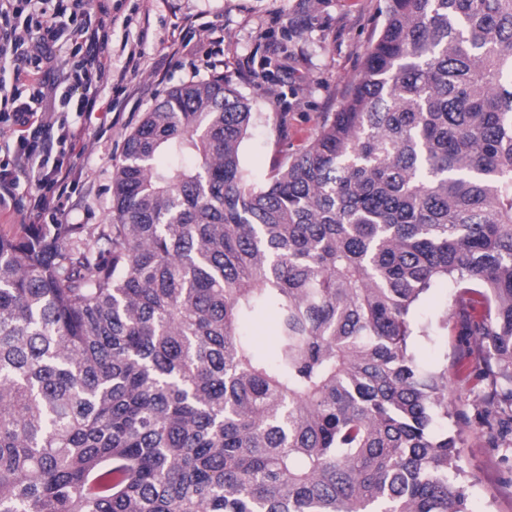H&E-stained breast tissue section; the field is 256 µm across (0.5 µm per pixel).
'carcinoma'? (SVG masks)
<instances>
[{"label":"carcinoma","mask_w":512,"mask_h":512,"mask_svg":"<svg viewBox=\"0 0 512 512\" xmlns=\"http://www.w3.org/2000/svg\"><path fill=\"white\" fill-rule=\"evenodd\" d=\"M252 121L222 77L177 86L125 140L112 223L0 232V512H473L414 312L472 296L512 407V0H388L260 184ZM249 335L254 348L259 353H269L274 343V320L269 315L258 316L249 326Z\"/></svg>","instance_id":"cac0c4a2"}]
</instances>
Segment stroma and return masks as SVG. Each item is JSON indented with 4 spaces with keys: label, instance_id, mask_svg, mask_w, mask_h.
<instances>
[{
    "label": "stroma",
    "instance_id": "stroma-1",
    "mask_svg": "<svg viewBox=\"0 0 512 512\" xmlns=\"http://www.w3.org/2000/svg\"><path fill=\"white\" fill-rule=\"evenodd\" d=\"M129 16L112 37L113 72L129 53L138 73L120 83L117 105L105 112L68 113L84 150L68 159L71 192L61 201L63 224L98 225L112 219V175L124 142L166 94L180 84L229 79L255 115L242 144L246 170L264 180L281 159L304 147L326 113L337 111L367 46L385 20L387 0H110ZM468 297L440 282L417 317L434 321L418 339L423 368L448 369L452 421L438 430L461 433L460 464L475 512H512V433L493 434L499 389L485 377Z\"/></svg>",
    "mask_w": 512,
    "mask_h": 512
}]
</instances>
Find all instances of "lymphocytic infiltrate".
Wrapping results in <instances>:
<instances>
[{
	"label": "lymphocytic infiltrate",
	"instance_id": "obj_1",
	"mask_svg": "<svg viewBox=\"0 0 512 512\" xmlns=\"http://www.w3.org/2000/svg\"><path fill=\"white\" fill-rule=\"evenodd\" d=\"M118 16L102 0H0V135L14 142L12 167L0 166V208L15 205L28 224L57 223L61 199L70 188L59 156L75 151L79 132L55 135L64 112L94 111L112 82L109 40ZM74 46L68 68L46 75L57 45ZM58 103L44 111L45 95ZM31 183L19 195L16 171Z\"/></svg>",
	"mask_w": 512,
	"mask_h": 512
}]
</instances>
